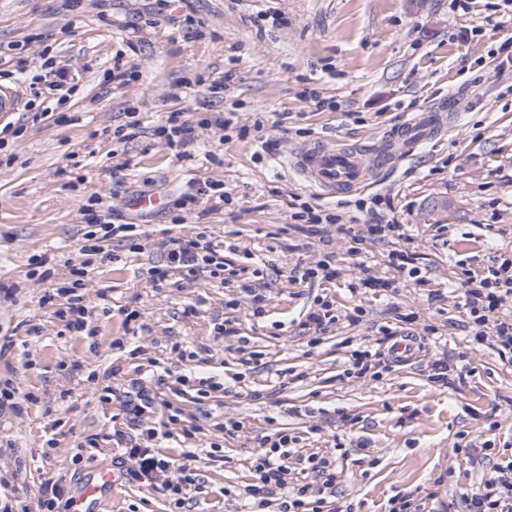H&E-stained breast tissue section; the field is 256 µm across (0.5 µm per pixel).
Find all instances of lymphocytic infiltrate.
<instances>
[{
	"mask_svg": "<svg viewBox=\"0 0 512 512\" xmlns=\"http://www.w3.org/2000/svg\"><path fill=\"white\" fill-rule=\"evenodd\" d=\"M230 199L222 182L192 183L176 202L172 221L185 223L187 214L199 203L215 200L225 204ZM103 208L101 198L95 195L90 196L88 205L82 206L89 229L81 238V261L71 270L70 285L58 290L59 295L66 297L67 305L58 309L57 314L70 331L79 334H94L97 327L93 308L83 304L77 288L97 264L119 259L118 254L106 249V242L117 238L125 241L130 250L143 247L144 233L140 225L112 223L110 214L104 213ZM367 232L372 243L388 246V265L394 275L390 278L366 275L349 282L351 295L386 292L401 280L416 276L414 255L401 247L406 238L404 225L394 219H380L368 225ZM162 246L165 262L150 268L152 282L166 281L176 272L219 280L225 287H237L248 297L252 317L259 319L265 315L268 296L262 270L253 269L250 276L236 280L225 277V263L206 232L171 236ZM462 287L474 335L490 338L499 356L512 362V316L500 312L504 299L512 297V254L494 255L490 265L482 272L469 274ZM258 446L252 461L256 481L239 494L241 512H254L258 506L274 508L275 512H323L327 498L336 493V453L341 450V443H334L332 450L324 453L306 454L300 450L297 437L279 430L261 436ZM115 465L123 469L126 477L174 498L180 506L190 501L191 492L197 487L195 478L187 474L184 466L173 458L152 453L147 447L129 448L126 457L117 458ZM463 501L466 512H512V457L495 464L493 474L482 479Z\"/></svg>",
	"mask_w": 512,
	"mask_h": 512,
	"instance_id": "1",
	"label": "lymphocytic infiltrate"
}]
</instances>
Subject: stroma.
<instances>
[{
  "mask_svg": "<svg viewBox=\"0 0 512 512\" xmlns=\"http://www.w3.org/2000/svg\"><path fill=\"white\" fill-rule=\"evenodd\" d=\"M499 2L474 0L462 16L450 0H179L165 10L155 0H0V47L24 59L30 77L55 57L75 85L65 104L47 92L36 98V109L52 110L41 121L8 114L24 133L0 149V388L21 402L20 411L0 412V501L38 512L48 480L75 496L124 452L119 435L138 438L125 402L143 389L180 411L173 422L159 410L154 422L165 434L160 453L184 461L202 482L182 512H235L224 490L252 483L256 439L276 430L297 436L308 453L343 442L335 502L353 512H389L396 495L429 493L436 512H465L463 495L512 448V365L461 326L465 271L512 249V67L494 57L512 28L495 30ZM465 27L482 33L461 40ZM118 55L134 78L104 84ZM200 76L223 83L214 107L234 108L231 138L197 125ZM311 91L326 108L306 100ZM451 95L458 123L382 171L376 190L409 227L417 280L352 298L347 285L363 272L390 276L387 249L368 245L358 261L335 228L329 248L339 278L317 289L289 281L296 261L320 257L317 238L292 224L293 199H313L342 225L361 226L369 216L356 204L372 193L323 196L281 160L318 139L369 145ZM175 110L195 123V148L181 159L151 135ZM130 112L145 133L115 142ZM260 129L272 151L256 141ZM204 179L223 182L231 201L200 222L216 242L238 245L224 255L230 268H262L269 284L265 317L250 318L243 307L234 313L249 340L243 353L214 331L234 289L180 274L157 288L148 275L166 234L193 232L200 222L175 224L164 210L132 206L142 194L175 200L187 182ZM93 195L111 205L115 223L144 225L148 239L136 253L118 247L119 261L89 275L81 293L100 330L77 336L57 317L58 302L43 296L71 279L81 206ZM319 293L340 312L361 305L363 320L316 334L307 313ZM133 309L149 332L126 334ZM411 312L416 320L403 330L415 341L412 361H386L375 379L344 377L348 347L374 341L379 326ZM440 357L460 369L446 387L428 378ZM190 373L224 388L202 400L194 388L177 390L176 378ZM107 386L115 394L105 402ZM227 417L242 423L239 435L218 429ZM469 447L484 449L482 465L469 462ZM102 508L172 512L174 503L126 482Z\"/></svg>",
  "mask_w": 512,
  "mask_h": 512,
  "instance_id": "35a3bbf8",
  "label": "stroma"
}]
</instances>
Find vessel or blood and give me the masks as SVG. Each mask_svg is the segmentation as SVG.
Instances as JSON below:
<instances>
[{"instance_id": "vessel-or-blood-1", "label": "vessel or blood", "mask_w": 512, "mask_h": 512, "mask_svg": "<svg viewBox=\"0 0 512 512\" xmlns=\"http://www.w3.org/2000/svg\"><path fill=\"white\" fill-rule=\"evenodd\" d=\"M456 108V101L451 100L417 113L368 148L339 147L332 142L310 145L293 156L290 165L326 195L369 185L377 171L412 156L424 143L445 132L447 115ZM120 482L121 476L116 471L100 469L75 498L71 512H98L103 494L116 490Z\"/></svg>"}]
</instances>
